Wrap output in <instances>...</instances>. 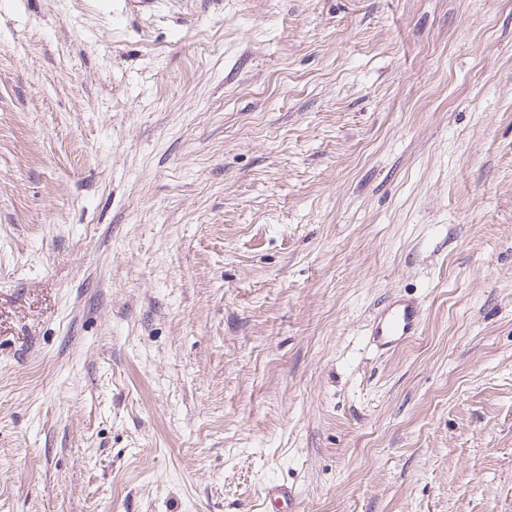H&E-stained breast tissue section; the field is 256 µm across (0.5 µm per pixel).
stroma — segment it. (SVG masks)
<instances>
[{"label": "stroma", "instance_id": "stroma-1", "mask_svg": "<svg viewBox=\"0 0 512 512\" xmlns=\"http://www.w3.org/2000/svg\"><path fill=\"white\" fill-rule=\"evenodd\" d=\"M0 512H512V0H0ZM422 312L410 300H395L373 320L370 343L381 350H394L419 329Z\"/></svg>", "mask_w": 512, "mask_h": 512}]
</instances>
